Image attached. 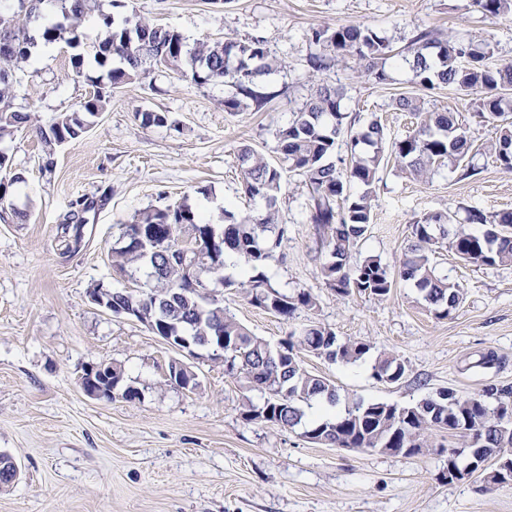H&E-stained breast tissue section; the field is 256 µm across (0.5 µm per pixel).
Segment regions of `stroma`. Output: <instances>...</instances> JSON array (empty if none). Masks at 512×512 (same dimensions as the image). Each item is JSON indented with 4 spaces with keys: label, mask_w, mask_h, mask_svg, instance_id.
I'll return each mask as SVG.
<instances>
[{
    "label": "stroma",
    "mask_w": 512,
    "mask_h": 512,
    "mask_svg": "<svg viewBox=\"0 0 512 512\" xmlns=\"http://www.w3.org/2000/svg\"><path fill=\"white\" fill-rule=\"evenodd\" d=\"M99 10L118 21L135 14L173 27L191 43L263 38L284 63L264 79L280 95L268 111L230 114V86H199L155 66L113 89L84 136L54 155L31 127L0 142L14 179L5 202L25 214L0 218V453L20 470L0 489V512H512V486L445 482L442 448L413 456L353 452L311 443L297 429L243 420L239 404L262 403L263 393L226 375L222 361L189 357L89 297L98 284L133 289L113 268L111 251L123 225L143 211L184 203L220 224L225 205L239 214L261 209L243 194L238 151L248 145L281 164L276 133L309 94L310 27L363 23L403 54L415 30L453 33L489 43L490 64L502 65L512 62V16L483 18L471 0H99ZM74 53L56 44L43 62L16 71L14 109L36 113L43 125L77 111L99 71L89 66L75 76ZM391 75L378 85L350 63L325 78L344 87V109L360 124L381 118L388 140L414 127L412 115L396 106L403 93L465 118L476 143L493 137L475 118L472 98L448 86L421 88L405 67ZM148 112L165 115L166 123L145 122ZM471 164L472 177L445 167L424 183L384 158L356 258L373 255L398 267L414 221L428 214L512 211V172L485 154ZM307 196L300 176L284 175L279 215L288 239L267 272L279 291H312L317 309L287 322L252 305L244 289L215 288L228 314L273 342L292 325L314 321L405 360L406 378L388 385L373 377L371 360L343 364L303 354L305 367L329 379L343 401L405 405L441 388L472 394L489 384L512 386V265H468L442 251L438 274L465 290L463 304L445 319L402 280L382 301L337 297L321 277L317 254L327 231L308 223ZM84 200L98 206L84 244L68 253L60 223ZM489 352L496 364L480 367ZM175 360L194 373V388L168 382ZM99 362L120 366L138 397L87 396L78 376Z\"/></svg>",
    "instance_id": "1"
}]
</instances>
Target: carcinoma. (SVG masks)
<instances>
[{"label": "carcinoma", "instance_id": "obj_1", "mask_svg": "<svg viewBox=\"0 0 512 512\" xmlns=\"http://www.w3.org/2000/svg\"><path fill=\"white\" fill-rule=\"evenodd\" d=\"M16 2L12 14L0 13V35L13 43L9 52L0 53V141L12 129L33 123L31 113L13 109V74L30 60L35 36L30 34L29 25L39 17L44 0ZM53 2L62 19L43 25L40 36L47 43L80 47L78 30L96 11L97 0ZM472 6L487 17L512 15V0H472ZM98 21L100 37L73 57L72 67L81 75L84 63L89 62L106 81L97 84L93 96L81 103L78 111L63 113L48 126H36L49 154L60 141L80 139L89 126L88 118L109 104L112 88L146 74L147 66L156 65L162 56L170 57V67L181 70L197 85L222 82L234 87L235 93L224 97V111L231 114L247 109L258 112L275 97L257 90V76L280 68V62L260 39L191 45L178 30L137 16L125 18L120 26L105 13L98 15ZM306 39L316 47L307 58L315 88L277 133L288 168L271 163L248 145L238 153L245 194L263 201L264 208L244 216L224 208L222 233L216 235L220 243L207 253L181 238V228H191V233L203 240L216 227L186 204L140 213L133 223L124 225L121 245L112 248L113 266L129 271L130 276L143 265L149 268L143 290L136 294L114 291L112 304L134 305L137 320L157 336L169 335L174 325L183 328L193 347L210 351L212 359L224 358L228 374L266 394L261 405L250 400L241 404L239 414L244 420L274 422L288 430L302 423L303 405L319 397L336 400V387L309 372L299 353L306 351L331 362L354 364L371 351V344L341 340L331 329L315 322L271 343L226 314L218 299L198 293L200 289L208 290L210 283L190 279L197 269L223 272L225 250L231 249L241 260L243 280L224 275V287L246 289L252 305L286 321L300 309L312 311L317 307L309 291L288 294L269 285L267 261L288 233L287 225L279 223L278 209L284 171L304 178L309 221L328 229L319 255L320 272L325 284L340 297L368 295L383 299L399 278L413 283L435 318L444 319L461 306L465 290L436 273L434 259L443 244H448L465 263L512 264V211L486 215L477 209L467 211L465 223L482 226L480 232L446 229L455 221L449 213L426 215L414 222L415 242L404 253L396 272L377 256L352 261L372 221V187L385 152H390L402 173L427 182L445 166H460L471 152L473 141L470 127L455 113L432 110L411 94L397 101L400 110L412 113L416 119V128L406 137L388 142L378 118L355 127L356 119L342 109L343 88L320 75L352 60L366 77L385 84L390 79L389 43L363 24L311 27ZM412 46V58L405 62L413 83L426 89L448 85L465 96H474L478 117L495 129V138L484 145V153L502 169L512 171V64L491 67L487 63L491 55L488 43L432 30L419 32ZM116 58L120 65L114 67ZM345 138L349 139L350 153L338 158L336 147ZM91 210L92 203H80V208L70 212L61 224L63 233L80 240L86 214ZM218 336L224 337L222 351L213 345ZM372 370L387 384H396L407 376L404 361L391 352L379 353ZM438 432L448 433V465L458 470L468 464L469 448H481L486 456L512 450V388L490 385L471 395L443 388L407 405L353 399L344 412L304 427V437L311 443L405 456L433 447L432 437ZM500 474L494 464L470 472L489 485H512V477L505 482L499 479Z\"/></svg>", "mask_w": 512, "mask_h": 512}]
</instances>
